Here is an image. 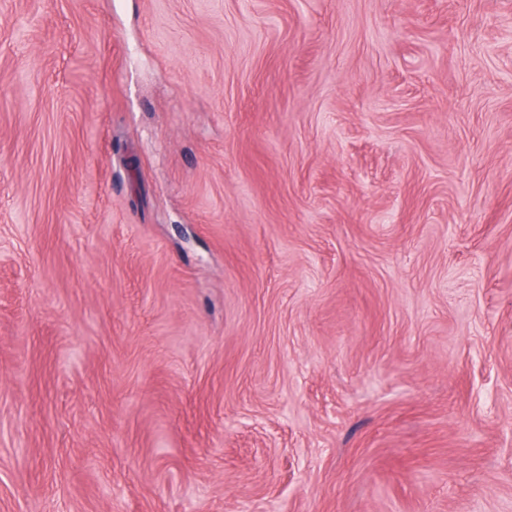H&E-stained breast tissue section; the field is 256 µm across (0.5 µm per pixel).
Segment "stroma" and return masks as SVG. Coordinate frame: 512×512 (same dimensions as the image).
Listing matches in <instances>:
<instances>
[{
  "label": "stroma",
  "mask_w": 512,
  "mask_h": 512,
  "mask_svg": "<svg viewBox=\"0 0 512 512\" xmlns=\"http://www.w3.org/2000/svg\"><path fill=\"white\" fill-rule=\"evenodd\" d=\"M0 512H512V0H0Z\"/></svg>",
  "instance_id": "35a3bbf8"
}]
</instances>
